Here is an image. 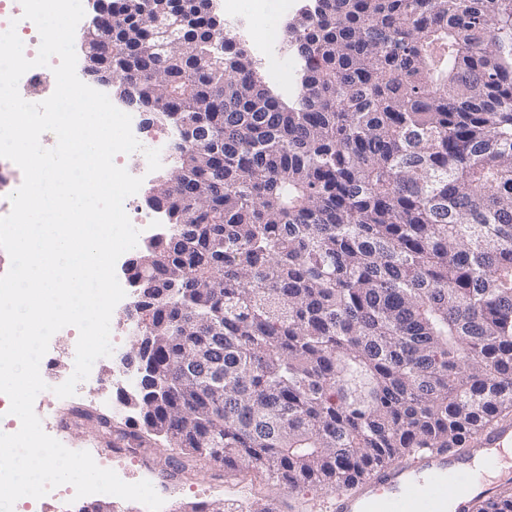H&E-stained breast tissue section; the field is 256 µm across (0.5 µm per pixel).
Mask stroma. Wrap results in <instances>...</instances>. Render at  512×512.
Segmentation results:
<instances>
[{
	"instance_id": "stroma-1",
	"label": "stroma",
	"mask_w": 512,
	"mask_h": 512,
	"mask_svg": "<svg viewBox=\"0 0 512 512\" xmlns=\"http://www.w3.org/2000/svg\"><path fill=\"white\" fill-rule=\"evenodd\" d=\"M114 364V359L103 360L78 384L74 396H54L43 404L45 414L64 419V426L52 430L51 435L65 447L88 451L95 462L120 468L126 482L149 481L163 498L168 512L218 500L230 512H257L258 508L270 504L275 505L276 512H329L324 490L315 487L291 490L263 472L228 470L210 460L198 461L181 479H166L170 462L183 455L181 448L168 441L138 446L121 438L120 433L107 431L95 420L80 415L81 409L94 408L112 416L122 430H138L140 417L121 404V387L113 379Z\"/></svg>"
}]
</instances>
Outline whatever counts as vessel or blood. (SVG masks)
I'll return each instance as SVG.
<instances>
[{"label": "vessel or blood", "mask_w": 512, "mask_h": 512, "mask_svg": "<svg viewBox=\"0 0 512 512\" xmlns=\"http://www.w3.org/2000/svg\"><path fill=\"white\" fill-rule=\"evenodd\" d=\"M512 447V420L487 426L465 449L425 448L396 466L381 467L331 496V512H469L507 485L504 477L483 481L473 464H498Z\"/></svg>", "instance_id": "1"}]
</instances>
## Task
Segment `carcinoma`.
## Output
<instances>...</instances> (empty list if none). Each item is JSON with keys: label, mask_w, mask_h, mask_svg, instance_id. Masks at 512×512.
I'll use <instances>...</instances> for the list:
<instances>
[{"label": "carcinoma", "mask_w": 512, "mask_h": 512, "mask_svg": "<svg viewBox=\"0 0 512 512\" xmlns=\"http://www.w3.org/2000/svg\"><path fill=\"white\" fill-rule=\"evenodd\" d=\"M122 94L179 131L133 440L352 485L512 415V0H309L291 103L199 0H111ZM180 19L168 49L154 18ZM477 512H512V496Z\"/></svg>", "instance_id": "carcinoma-1"}]
</instances>
